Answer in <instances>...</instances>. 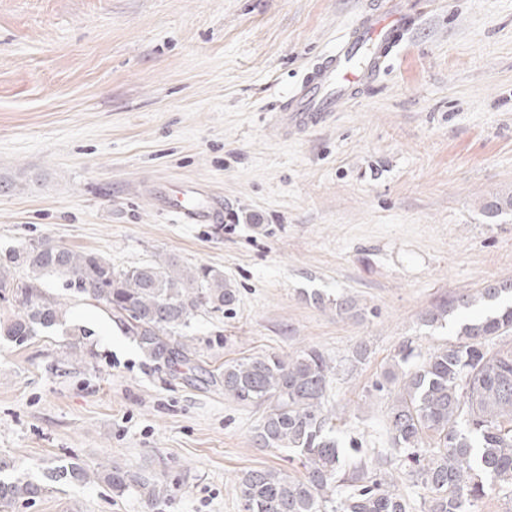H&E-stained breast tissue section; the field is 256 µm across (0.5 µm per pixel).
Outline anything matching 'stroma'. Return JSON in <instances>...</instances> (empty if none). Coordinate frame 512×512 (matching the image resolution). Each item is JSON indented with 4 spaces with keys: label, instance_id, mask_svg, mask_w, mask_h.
<instances>
[{
    "label": "stroma",
    "instance_id": "1",
    "mask_svg": "<svg viewBox=\"0 0 512 512\" xmlns=\"http://www.w3.org/2000/svg\"><path fill=\"white\" fill-rule=\"evenodd\" d=\"M381 0H0V257L49 238L125 269L165 255L222 270L232 312L187 334L204 369L317 349L334 367L341 446H388L399 347L458 340L422 317L512 280V0H403L389 68L324 124L285 135L273 113L315 60ZM200 182L237 213L221 225L159 212L157 185ZM65 326L0 339V461L48 481L0 512H241L237 477L287 451L258 447L261 409L154 365L96 303L47 278ZM328 298L315 305L312 293ZM354 297L357 318L332 303ZM363 359H356V351ZM74 461L151 472V502L61 485Z\"/></svg>",
    "mask_w": 512,
    "mask_h": 512
}]
</instances>
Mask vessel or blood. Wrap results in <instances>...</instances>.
<instances>
[{
    "label": "vessel or blood",
    "mask_w": 512,
    "mask_h": 512,
    "mask_svg": "<svg viewBox=\"0 0 512 512\" xmlns=\"http://www.w3.org/2000/svg\"><path fill=\"white\" fill-rule=\"evenodd\" d=\"M400 0L361 13L357 21L318 57L300 84L278 108L283 129L300 132L322 123L364 85L373 83L403 39ZM157 208L185 224L223 223L229 207L196 184L157 188Z\"/></svg>",
    "instance_id": "b4317fda"
}]
</instances>
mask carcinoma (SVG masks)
Returning a JSON list of instances; mask_svg holds the SVG:
<instances>
[{
    "label": "carcinoma",
    "mask_w": 512,
    "mask_h": 512,
    "mask_svg": "<svg viewBox=\"0 0 512 512\" xmlns=\"http://www.w3.org/2000/svg\"><path fill=\"white\" fill-rule=\"evenodd\" d=\"M512 212V194L485 201L488 219ZM28 269L18 281L12 265ZM63 278L76 291L101 305L132 336L140 352L195 383L197 352L184 334L201 309H235L238 290L224 272L209 266L188 267L172 256L117 270L112 262L89 251H77L49 239L32 243L0 262V290L9 291L19 312L0 336L24 344L41 331L65 325L67 303L48 298L37 281ZM512 280L491 281L476 292L441 301L423 318L432 326L462 310L483 307L487 313L461 323V342L415 360L405 344L393 367L374 389L398 383L388 412L390 458L406 457L405 478L430 490L427 512H468L486 494L487 483L512 487V347L492 350L488 341L512 329ZM326 303L320 293L312 295ZM336 312L357 316L348 297L327 302ZM335 367L317 349L288 359L256 355L224 362L209 375L224 396L242 405H267L255 430L263 448H286L306 470L297 480L280 470L250 469L238 477L242 512H407L404 495L378 475V456L369 464L345 462L326 408ZM433 447H424V440ZM106 484L117 495L131 488L155 500L160 497L153 477L111 463L88 472L76 462L56 467L53 481ZM48 484L28 474L0 478V501H34Z\"/></svg>",
    "instance_id": "1"
}]
</instances>
